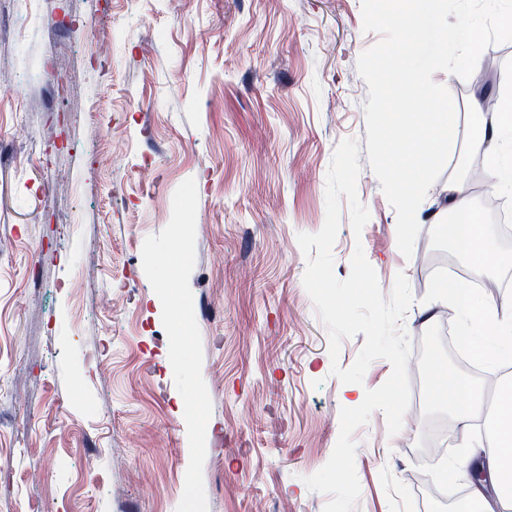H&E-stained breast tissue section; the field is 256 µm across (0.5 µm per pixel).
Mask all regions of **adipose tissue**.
I'll return each mask as SVG.
<instances>
[{"label":"adipose tissue","instance_id":"ef3b65f1","mask_svg":"<svg viewBox=\"0 0 512 512\" xmlns=\"http://www.w3.org/2000/svg\"><path fill=\"white\" fill-rule=\"evenodd\" d=\"M501 104L482 113L474 136V144L482 149L488 169L498 190L512 189V93L503 92ZM443 193L458 224H450L448 234L470 262L472 276H483L490 264L487 233L476 212L469 207L461 183H448ZM453 413L458 421H480L495 416L491 439L493 457L487 466L490 482L500 497L512 498V381L502 386L496 397L495 411H487L474 385L467 380L453 384Z\"/></svg>","mask_w":512,"mask_h":512}]
</instances>
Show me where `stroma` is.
I'll list each match as a JSON object with an SVG mask.
<instances>
[{
  "label": "stroma",
  "mask_w": 512,
  "mask_h": 512,
  "mask_svg": "<svg viewBox=\"0 0 512 512\" xmlns=\"http://www.w3.org/2000/svg\"><path fill=\"white\" fill-rule=\"evenodd\" d=\"M30 13L0 0V69L14 80L0 85V512H176L189 462L184 402L141 248L189 178V284L212 401L207 512H323L328 495L304 479L328 461L351 404L331 366L349 368L365 336L344 339L331 360L297 236L324 224L327 174L345 139L361 148L357 194L370 219L354 236L342 208L334 274L348 277L359 243L383 293L405 276L408 372L424 390L397 435L379 410L354 433V512H453L441 483L471 490L464 463L485 458L489 436L479 424L469 438L453 434L430 462L421 421L449 408L428 393V376L443 367L490 397L494 384L460 364L458 347L500 350L467 320L447 276L425 274L423 256L467 263L440 232L441 187L462 182L498 259L470 293L512 311V287L500 285L512 248L489 221L490 202L512 204V193L469 176L479 155L469 104L512 88V42L491 47L500 76L437 77L467 108L407 258L365 149L357 61L380 36L363 31L361 0H33ZM61 15L68 26L57 27ZM57 78L68 94L53 91Z\"/></svg>",
  "instance_id": "1"
}]
</instances>
